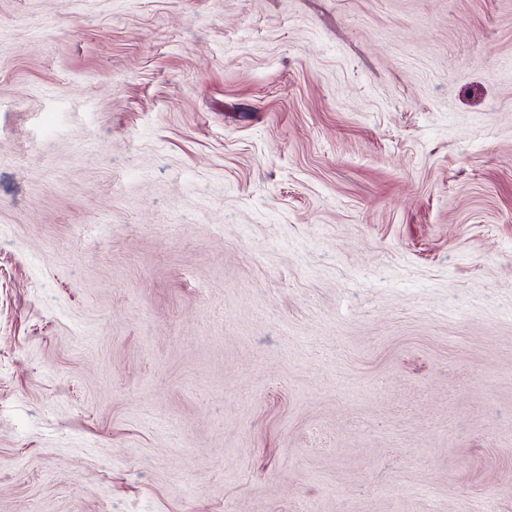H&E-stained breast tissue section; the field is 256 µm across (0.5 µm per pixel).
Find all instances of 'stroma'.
I'll list each match as a JSON object with an SVG mask.
<instances>
[{
  "mask_svg": "<svg viewBox=\"0 0 512 512\" xmlns=\"http://www.w3.org/2000/svg\"><path fill=\"white\" fill-rule=\"evenodd\" d=\"M0 512H512V0H0Z\"/></svg>",
  "mask_w": 512,
  "mask_h": 512,
  "instance_id": "1",
  "label": "stroma"
}]
</instances>
